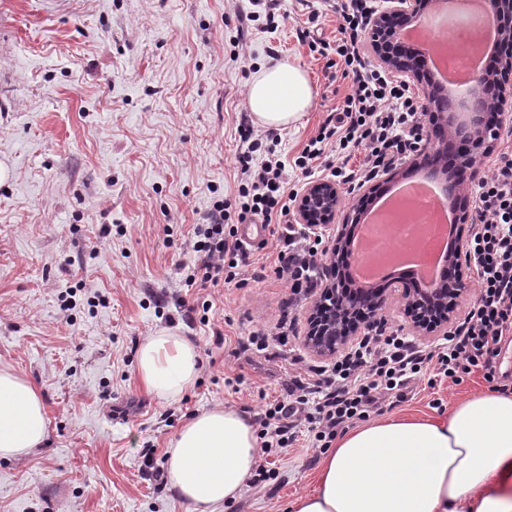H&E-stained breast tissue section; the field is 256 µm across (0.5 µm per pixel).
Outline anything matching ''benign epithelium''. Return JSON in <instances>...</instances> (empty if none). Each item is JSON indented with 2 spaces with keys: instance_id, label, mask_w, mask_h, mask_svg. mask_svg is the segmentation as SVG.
I'll use <instances>...</instances> for the list:
<instances>
[{
  "instance_id": "benign-epithelium-1",
  "label": "benign epithelium",
  "mask_w": 512,
  "mask_h": 512,
  "mask_svg": "<svg viewBox=\"0 0 512 512\" xmlns=\"http://www.w3.org/2000/svg\"><path fill=\"white\" fill-rule=\"evenodd\" d=\"M392 6L375 14L370 23V50L375 62L386 71L408 77L422 92L430 122L422 135L424 144L412 162L422 163L439 152L441 138L453 136V126H444V116L438 102L429 91L431 80L422 68L423 57L407 46L401 32L427 14L432 0H389ZM490 15L497 22L504 42H512V0H487ZM474 88L482 95L486 112H463L460 129L468 134L470 143L457 157L455 179L462 182L465 174L477 168L482 157L493 148L496 127L505 112H512V52L499 57L494 70L478 72L472 79ZM341 208V195L336 183H310L297 203L301 223L327 225L335 223ZM464 243L457 244L448 255V279L429 288H415L407 282L390 284L406 298L408 313L416 327L432 329L447 325L456 311L458 300L466 290L461 257ZM386 289L363 288L343 296L338 289L326 284L317 304L319 315L311 328L310 345L320 354H334L360 325L370 323L368 314L383 305Z\"/></svg>"
}]
</instances>
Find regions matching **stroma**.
Here are the masks:
<instances>
[{"label": "stroma", "mask_w": 512, "mask_h": 512, "mask_svg": "<svg viewBox=\"0 0 512 512\" xmlns=\"http://www.w3.org/2000/svg\"><path fill=\"white\" fill-rule=\"evenodd\" d=\"M341 0H278L276 30L237 11L250 0H0V367L40 390L46 443L0 458V512H189L169 484L145 476L153 451L165 467L170 437L198 411L253 413L285 394L298 364L331 357L305 343L319 291L289 303L272 270L275 237L256 250L241 287L189 288L193 228L216 198L238 194L240 127L247 86L269 50L304 69L316 95L280 130L277 151L291 188L330 179L294 166L327 114L350 92L341 68L296 30L319 11L334 37ZM209 301L207 324H187L177 305ZM291 314L287 345L245 350L242 338ZM403 328L420 346L439 332L414 327L388 295L371 336ZM167 328L197 345L194 386L179 400L149 394L136 374L143 340ZM497 378L419 383L398 414L441 417L457 399L512 389V344ZM316 451L299 443L270 456L277 480L244 486L219 512H286L314 486Z\"/></svg>", "instance_id": "1"}]
</instances>
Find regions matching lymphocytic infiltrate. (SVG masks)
<instances>
[{
  "mask_svg": "<svg viewBox=\"0 0 512 512\" xmlns=\"http://www.w3.org/2000/svg\"><path fill=\"white\" fill-rule=\"evenodd\" d=\"M373 2L342 0L334 39L312 37L309 26L319 19L315 11L307 18L308 28L299 33L328 67H342L351 79L344 104L327 115L295 159L303 174H310L320 161L333 176L350 183L357 178L348 167L355 153L363 154L364 168L374 173L420 144L421 102L366 58L363 36ZM242 134L248 147L239 157L243 181L238 197L232 204L215 200L203 222L195 225L197 258L184 283L214 288L238 282L252 258L238 237V225L276 224L283 231L277 236L281 247L275 272L292 293H301L316 285L318 249L310 235L285 229L298 193L288 187L285 164L276 152L278 138L254 135L247 127ZM472 202L476 221L466 261L476 271L478 294L463 322L429 351L395 330L382 339L360 340L329 366L305 369L292 379L285 398L266 403L255 417L265 453L291 447L303 435L313 447L328 448L338 431L382 411L386 401L402 402L410 384L426 370L454 384L474 372L494 381L502 341L512 334L511 146L500 149L490 175L475 184Z\"/></svg>",
  "mask_w": 512,
  "mask_h": 512,
  "instance_id": "lymphocytic-infiltrate-1",
  "label": "lymphocytic infiltrate"
}]
</instances>
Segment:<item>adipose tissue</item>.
<instances>
[{
  "label": "adipose tissue",
  "mask_w": 512,
  "mask_h": 512,
  "mask_svg": "<svg viewBox=\"0 0 512 512\" xmlns=\"http://www.w3.org/2000/svg\"><path fill=\"white\" fill-rule=\"evenodd\" d=\"M298 65L260 69L247 90L256 123L283 129L314 101ZM199 353L162 329L138 350L137 371L158 399L174 401L193 386ZM47 418L40 392L20 372L0 368V458L41 447ZM259 456L250 419L233 407L197 412L171 439L169 486L192 512H217L238 499ZM291 512H512V393H481L456 402L447 417L389 416L343 434L322 459L315 490Z\"/></svg>",
  "instance_id": "ef3b65f1"
}]
</instances>
